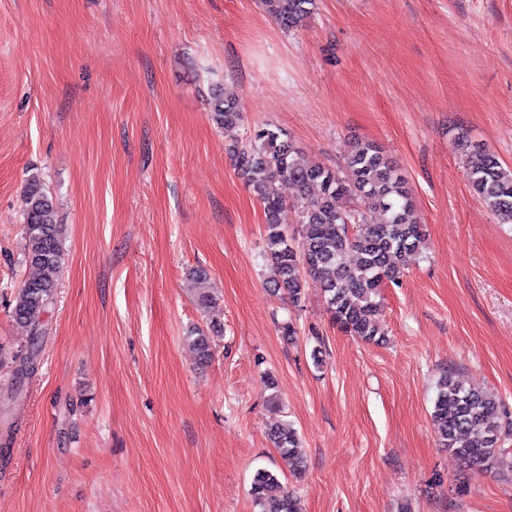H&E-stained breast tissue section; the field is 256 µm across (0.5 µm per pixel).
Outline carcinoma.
Segmentation results:
<instances>
[{
    "instance_id": "carcinoma-1",
    "label": "carcinoma",
    "mask_w": 512,
    "mask_h": 512,
    "mask_svg": "<svg viewBox=\"0 0 512 512\" xmlns=\"http://www.w3.org/2000/svg\"><path fill=\"white\" fill-rule=\"evenodd\" d=\"M269 13L284 29L303 26L316 0H264ZM211 119L227 129L242 121L234 101L220 90L209 102ZM467 162L472 192L502 224H512V168L478 146L460 142ZM229 154L237 176L263 207L265 258L273 294L293 301L312 282L322 288L330 318L342 331L366 343L384 342L378 320L381 290L404 276L405 257L425 244L424 225L414 215L412 192L406 178L385 151L372 141L357 140L337 172L305 160L281 131L261 128L245 142L236 141ZM291 183L297 193L288 201L279 185ZM24 196V280L14 296L13 319L28 328L29 347L17 374L33 367L42 343L41 315L53 303L63 267L62 225L58 209L39 176L26 182ZM379 211L383 219L367 224L362 212L348 201ZM295 212L299 229L288 233L281 216ZM352 261H345L346 255ZM193 299L206 309L213 303L210 276L201 266L187 271ZM218 323L194 326L188 332L191 347L202 364L212 358L213 337L222 334ZM499 402L476 387H466L444 375L431 414L440 447L467 464L486 468L504 465L498 421ZM273 446L297 464L303 448L297 431L287 423L269 428ZM258 512H300V501L273 472L259 469L250 488Z\"/></svg>"
}]
</instances>
